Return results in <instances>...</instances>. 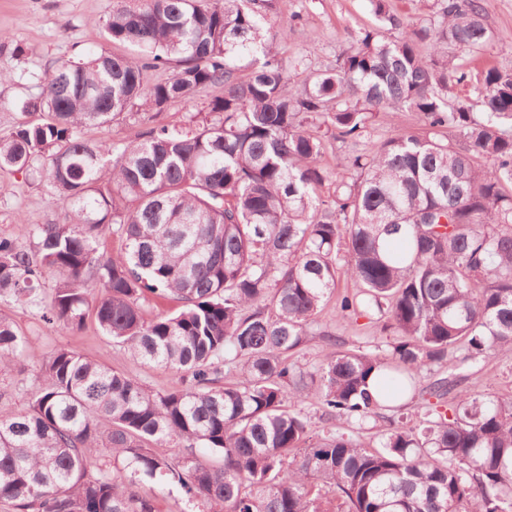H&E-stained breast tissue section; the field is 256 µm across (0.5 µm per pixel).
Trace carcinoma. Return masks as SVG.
<instances>
[{"mask_svg":"<svg viewBox=\"0 0 512 512\" xmlns=\"http://www.w3.org/2000/svg\"><path fill=\"white\" fill-rule=\"evenodd\" d=\"M277 2L117 0L103 25L140 54L58 64L23 104L43 117L0 137V169L39 174L68 210L36 225L32 248L0 239V299L67 330L92 314L129 360L182 375L156 393L66 348L38 354L0 312V372L21 356L38 367L26 407L0 410V502L13 512H161L131 491L143 476L185 512H512V395L454 392L462 363L512 352V72L474 78L448 60L450 46L497 41L484 0H433L429 26L370 0L388 31L318 69L279 56ZM218 85V119L158 122ZM135 107L137 139L81 135ZM382 120L393 133L377 143ZM348 140L347 174L322 165ZM109 232L117 258L98 251ZM47 272L58 281L45 296ZM342 272L361 290L336 320L380 315L396 335L387 350L344 351L323 329ZM147 293L182 308L147 320ZM315 330L327 344L305 371L290 352ZM431 367L448 375L423 387ZM417 398L415 418L371 446L314 436L288 405L360 428Z\"/></svg>","mask_w":512,"mask_h":512,"instance_id":"cac0c4a2","label":"carcinoma"}]
</instances>
